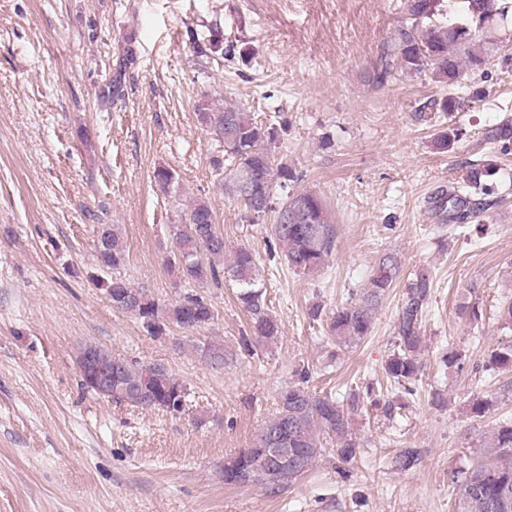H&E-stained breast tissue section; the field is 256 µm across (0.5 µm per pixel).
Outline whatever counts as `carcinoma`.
Segmentation results:
<instances>
[{
	"mask_svg": "<svg viewBox=\"0 0 512 512\" xmlns=\"http://www.w3.org/2000/svg\"><path fill=\"white\" fill-rule=\"evenodd\" d=\"M484 2L486 17L481 24L470 21L460 27L448 24L425 30L396 29L377 78L383 81L395 71L407 76L428 72L434 82L452 88L464 77L482 71L486 59L476 38L497 15L496 0ZM430 104L450 117L464 107L451 94ZM195 110L199 123L224 146L223 154L211 159V166L224 181L225 190L240 197L255 219L275 213L272 233L283 246L288 267L305 274L325 265L335 246L336 226L328 222L322 198L308 191L288 193L279 206H274L275 187L284 189L297 179L288 165L274 166L275 131L233 104L221 106L206 99ZM462 135L463 129L452 126L437 136L435 146L446 151ZM487 137L499 143L502 151L511 150L512 124L490 129ZM494 175L492 165L474 164L466 171L462 185L438 195V208L446 212L448 227L464 228L467 218L489 206L485 200L472 198L470 190L490 194L486 181ZM104 229V245L96 252V261L106 276L93 282L111 301L123 304V312L141 321L153 336L163 335L169 324L191 331L214 320L211 304L199 294L165 304L134 288L121 274L128 259L121 228L106 224ZM171 236L173 249L168 263L189 287L220 288L232 282L239 288L237 299L251 318V338L244 339V347L249 350L254 343L273 342L279 325L267 305L265 284L257 273L253 253L239 248L227 262L220 263L226 245L217 231L211 205L204 200L193 202L182 223L171 225ZM399 274L398 260L384 256L359 296L333 312L328 339L336 347L354 348L371 333L375 311ZM431 288L430 276L424 271L408 280L394 326V349L384 363L387 378L407 393L422 372V323ZM117 361L120 368L112 376V392L105 400L171 415L181 401L188 399L186 384L162 366L143 367L106 350L96 359V365L107 370ZM490 364L494 368L512 367V345L493 351ZM309 379V371L302 370L299 381L279 392L278 413L265 422L249 446L224 458V484L238 486L243 477L245 485L260 486L275 494L328 457L340 463L338 473L346 480L350 474L345 465L354 461L363 447L352 428L353 414L367 405H381L384 416L390 420L395 417L396 406L380 402L371 386L362 392L352 389L346 398L338 400L330 391L311 389ZM479 448L483 459L457 470V512H512V422L499 424Z\"/></svg>",
	"mask_w": 512,
	"mask_h": 512,
	"instance_id": "carcinoma-1",
	"label": "carcinoma"
}]
</instances>
